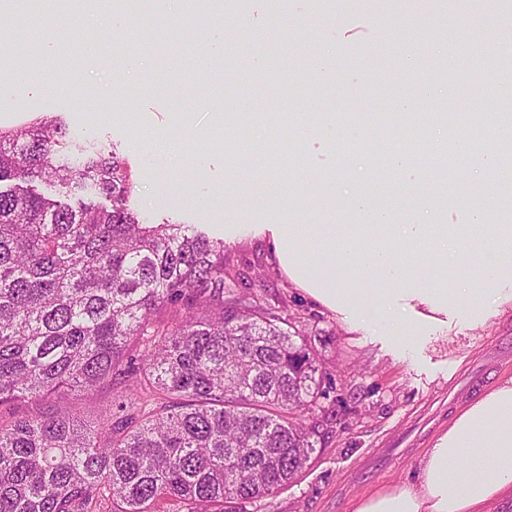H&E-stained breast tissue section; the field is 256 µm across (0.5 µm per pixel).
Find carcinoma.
Masks as SVG:
<instances>
[{
    "label": "carcinoma",
    "mask_w": 512,
    "mask_h": 512,
    "mask_svg": "<svg viewBox=\"0 0 512 512\" xmlns=\"http://www.w3.org/2000/svg\"><path fill=\"white\" fill-rule=\"evenodd\" d=\"M0 126V512H246L301 474L317 352L189 224H145L117 148ZM44 185L49 192L38 191ZM112 394L94 422L59 397Z\"/></svg>",
    "instance_id": "1"
}]
</instances>
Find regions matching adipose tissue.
Instances as JSON below:
<instances>
[{"label":"adipose tissue","mask_w":512,"mask_h":512,"mask_svg":"<svg viewBox=\"0 0 512 512\" xmlns=\"http://www.w3.org/2000/svg\"><path fill=\"white\" fill-rule=\"evenodd\" d=\"M458 154L475 136L512 143V116L479 113L457 128ZM353 512H512V379L464 410L402 484L359 498Z\"/></svg>","instance_id":"1"}]
</instances>
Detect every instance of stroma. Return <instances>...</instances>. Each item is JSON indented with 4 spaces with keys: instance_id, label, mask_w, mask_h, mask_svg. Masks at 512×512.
<instances>
[{
    "instance_id": "1",
    "label": "stroma",
    "mask_w": 512,
    "mask_h": 512,
    "mask_svg": "<svg viewBox=\"0 0 512 512\" xmlns=\"http://www.w3.org/2000/svg\"><path fill=\"white\" fill-rule=\"evenodd\" d=\"M278 1L223 0L213 23L224 30V53L207 84L185 79L181 68L200 41L199 20L160 15L132 0L121 43L101 39L87 14H78L67 39L74 46L100 38L98 63L81 67L72 81L56 64L40 62L28 85L0 95V125L58 115L74 138L116 144L135 180L129 204L144 223L166 218L223 239L226 257L253 279L255 293L272 305L287 303L326 367L329 422L301 475L247 510L353 512L362 495L415 473L470 403L512 378V303L486 318L463 302L442 311L423 306L404 313L394 336L379 327L353 329L288 278L265 226L332 224L337 235L353 234L359 218L344 201L310 191L325 173L372 185L394 224H463L468 207L487 203L498 211L503 199L489 193V175L464 165L462 182L448 191V209L423 214L421 196L442 179L438 161L409 185L406 173L417 160L404 155L378 180L374 153L342 155L314 138L295 149L287 167L252 170L248 205L221 197L202 207L198 188L222 193L225 180L238 176L237 158L223 141L236 127L215 129L213 115L247 112L262 101L276 116L319 112L347 125L353 115L377 111L411 126L421 114L401 111L405 101L431 112L452 100L473 112L500 108L512 100V40L501 29L512 0H282V11ZM129 44L144 66L114 82ZM247 54L262 58L261 68L244 65ZM483 70L497 72L494 89L476 82ZM146 124L155 144L141 141ZM286 179L293 196L271 200L272 186ZM401 335L407 345L398 343Z\"/></svg>"
}]
</instances>
